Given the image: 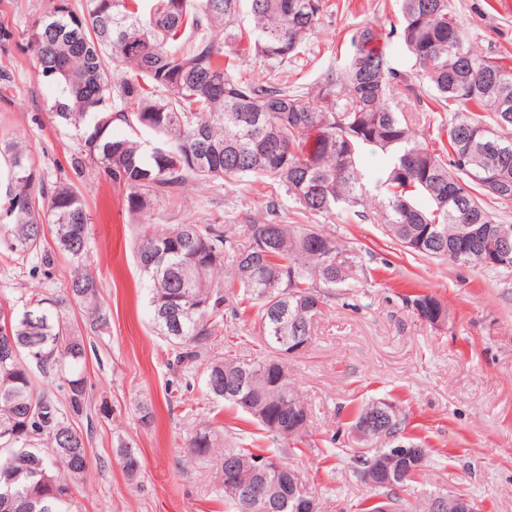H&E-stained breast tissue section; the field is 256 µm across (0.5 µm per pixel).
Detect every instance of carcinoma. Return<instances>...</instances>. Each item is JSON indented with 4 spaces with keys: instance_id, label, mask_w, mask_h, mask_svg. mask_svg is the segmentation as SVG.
<instances>
[{
    "instance_id": "obj_1",
    "label": "carcinoma",
    "mask_w": 512,
    "mask_h": 512,
    "mask_svg": "<svg viewBox=\"0 0 512 512\" xmlns=\"http://www.w3.org/2000/svg\"><path fill=\"white\" fill-rule=\"evenodd\" d=\"M48 9L22 32L25 50L42 78L59 89L49 111L63 126H80L82 150L71 156L74 178L93 167L129 190V209L152 196H172L190 181L217 185L246 178L283 189L301 212L330 213L370 206L386 235L406 250L458 265H482L498 246L489 202H512V68L478 52L453 16L449 0H395L399 24L369 20L351 37L346 64L328 72L312 92L290 89L279 68L296 59L325 14L326 0H48ZM244 32L268 80L233 74L224 41ZM399 41L415 62L433 100L457 113L448 147L435 149L391 105L394 92L415 93L409 76L391 66ZM128 72L112 81V68ZM489 119H484V115ZM129 128L112 137V123ZM389 156L375 179L364 173L361 150ZM7 177L0 180V255L33 262L48 281L55 253L42 247L44 224L55 228L57 251L75 271L61 295L29 294L23 310L0 308V470L10 469V496L0 489V512H73V492L90 467L89 435L70 417L88 414L91 384L87 337L66 321L64 308L84 309L85 329L102 333L110 315L100 301L88 253L89 213L70 181H49L28 147L0 143ZM152 328L168 345L169 364L186 373L203 367L207 396L237 405L265 430L309 414L288 374L292 347L278 337L312 340V318L332 290L366 278L361 257L315 224L276 217L250 225L240 246L219 224H149L136 247ZM231 281L220 277L225 258ZM259 304L260 338L267 356H208L222 335L228 292ZM422 316L442 303L429 294L404 296ZM56 385L61 407L47 390ZM390 414L373 437L402 432L405 415ZM219 435L199 431L188 447L206 456L222 447ZM125 472L140 457L119 445ZM271 461L270 484L288 497L291 465L278 455L226 448L232 459ZM408 479H378L373 494L397 512H427L432 497H401ZM230 512H244L233 486L220 482Z\"/></svg>"
}]
</instances>
